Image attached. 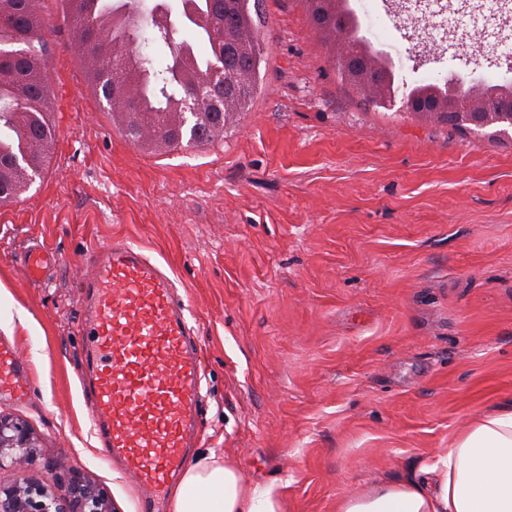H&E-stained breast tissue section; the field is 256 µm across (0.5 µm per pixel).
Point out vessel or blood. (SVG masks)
<instances>
[{
    "mask_svg": "<svg viewBox=\"0 0 512 512\" xmlns=\"http://www.w3.org/2000/svg\"><path fill=\"white\" fill-rule=\"evenodd\" d=\"M53 252L32 245L24 272L40 280ZM85 283L86 339L80 383L93 392L91 430L122 462L154 512L158 494L183 468L204 420L202 345L173 279L143 248L123 239L96 249ZM29 364L0 337V398L20 403Z\"/></svg>",
    "mask_w": 512,
    "mask_h": 512,
    "instance_id": "b4317fda",
    "label": "vessel or blood"
}]
</instances>
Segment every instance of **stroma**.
Here are the masks:
<instances>
[{
    "label": "stroma",
    "instance_id": "35a3bbf8",
    "mask_svg": "<svg viewBox=\"0 0 512 512\" xmlns=\"http://www.w3.org/2000/svg\"><path fill=\"white\" fill-rule=\"evenodd\" d=\"M56 140L36 181L0 203V336L33 372L0 401L64 468L140 512L134 481L92 436L78 373L80 282L115 238L170 269L204 348L213 450L280 512H338L405 480L470 420L512 402V137L377 107L341 81L306 0H263L269 48L252 107L223 140L149 151L89 87L59 0H36ZM399 79L512 83V14L485 0H348ZM61 262L36 282L32 242Z\"/></svg>",
    "mask_w": 512,
    "mask_h": 512
}]
</instances>
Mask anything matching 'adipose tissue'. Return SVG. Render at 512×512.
<instances>
[{
  "instance_id": "1",
  "label": "adipose tissue",
  "mask_w": 512,
  "mask_h": 512,
  "mask_svg": "<svg viewBox=\"0 0 512 512\" xmlns=\"http://www.w3.org/2000/svg\"><path fill=\"white\" fill-rule=\"evenodd\" d=\"M172 512H280V504L211 452L185 469ZM340 512H512V403L471 423L419 479L377 485Z\"/></svg>"
}]
</instances>
